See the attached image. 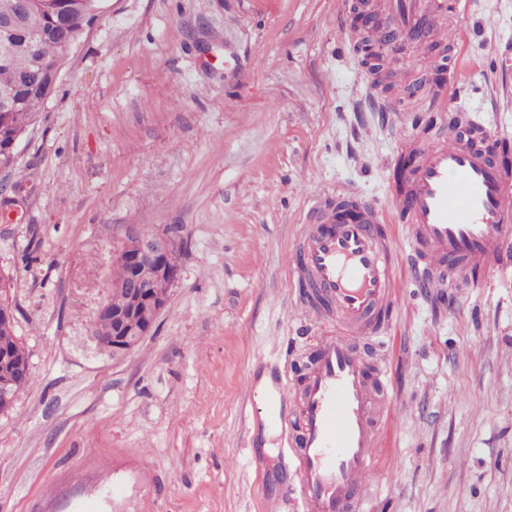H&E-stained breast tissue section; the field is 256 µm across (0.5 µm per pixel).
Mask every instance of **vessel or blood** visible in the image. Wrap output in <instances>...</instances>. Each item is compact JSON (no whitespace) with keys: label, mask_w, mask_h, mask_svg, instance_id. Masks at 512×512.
Returning <instances> with one entry per match:
<instances>
[{"label":"vessel or blood","mask_w":512,"mask_h":512,"mask_svg":"<svg viewBox=\"0 0 512 512\" xmlns=\"http://www.w3.org/2000/svg\"><path fill=\"white\" fill-rule=\"evenodd\" d=\"M377 15L374 45L389 33L400 44L422 48L421 29L437 31L441 13L463 12L461 0H370ZM456 75L435 88L430 108L458 101ZM438 139L417 131L400 135L401 152L414 155L391 199L390 210L356 192L317 194L300 226L298 255L290 272L314 286L327 309L305 298L306 317L329 325L299 391L300 434L288 446L295 459L302 512H363L377 472L378 422L389 388L372 356L398 310L395 252L385 237L387 215L405 227L411 255L433 287L472 286L474 270L502 266L512 242V165L493 156L488 122L464 110ZM317 296V297H318ZM291 390L279 380L263 408L267 424L287 426L284 402Z\"/></svg>","instance_id":"b4317fda"}]
</instances>
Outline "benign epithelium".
<instances>
[{"label": "benign epithelium", "mask_w": 512, "mask_h": 512, "mask_svg": "<svg viewBox=\"0 0 512 512\" xmlns=\"http://www.w3.org/2000/svg\"><path fill=\"white\" fill-rule=\"evenodd\" d=\"M30 8L29 0H21L15 15L0 20L1 57H8L12 50L17 15ZM23 89L24 86L20 85L0 91V111L10 112ZM179 238L188 240L187 229L182 224H162L148 235L142 233L138 224L120 227L111 261L126 268L124 280L117 284L124 295V302L114 307L109 296L98 310V313L108 315L112 322V336L100 338L98 342L112 353L113 358L125 357L150 335L168 306L172 288L180 280L186 258V250L173 246ZM31 373V365H24L13 358V353L0 350V414L14 405L18 395L15 383Z\"/></svg>", "instance_id": "obj_1"}]
</instances>
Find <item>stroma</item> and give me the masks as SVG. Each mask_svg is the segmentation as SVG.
<instances>
[{"instance_id": "obj_1", "label": "stroma", "mask_w": 512, "mask_h": 512, "mask_svg": "<svg viewBox=\"0 0 512 512\" xmlns=\"http://www.w3.org/2000/svg\"><path fill=\"white\" fill-rule=\"evenodd\" d=\"M353 0H102L0 170V273L36 377L0 415V512H298L255 374L302 378L320 324L288 266L313 192L388 207L406 124L455 69L462 105L512 151V0H470L450 39L362 82ZM182 224L189 249L124 359L91 334L113 232ZM402 303L382 336L392 406L364 512H512V266L423 287L401 225Z\"/></svg>"}]
</instances>
